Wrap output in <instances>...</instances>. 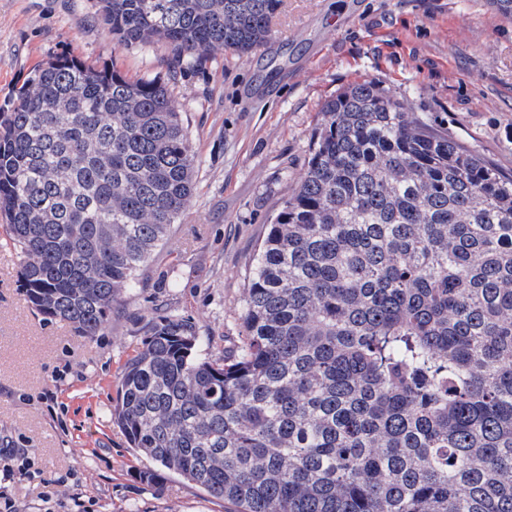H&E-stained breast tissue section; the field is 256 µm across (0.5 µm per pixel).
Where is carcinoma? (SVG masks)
I'll use <instances>...</instances> for the list:
<instances>
[{
  "instance_id": "obj_1",
  "label": "carcinoma",
  "mask_w": 512,
  "mask_h": 512,
  "mask_svg": "<svg viewBox=\"0 0 512 512\" xmlns=\"http://www.w3.org/2000/svg\"><path fill=\"white\" fill-rule=\"evenodd\" d=\"M283 0H97L181 69L268 42ZM166 84L61 56L0 111V214L31 307L98 336L195 184ZM231 353L149 322L113 416L231 512H512V173L357 83L254 256Z\"/></svg>"
}]
</instances>
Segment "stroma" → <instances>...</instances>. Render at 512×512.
Here are the masks:
<instances>
[{
    "instance_id": "obj_1",
    "label": "stroma",
    "mask_w": 512,
    "mask_h": 512,
    "mask_svg": "<svg viewBox=\"0 0 512 512\" xmlns=\"http://www.w3.org/2000/svg\"><path fill=\"white\" fill-rule=\"evenodd\" d=\"M61 55L166 83L197 158L194 192L147 280L102 335L32 310L0 245V448L28 477L23 512H227L191 481L136 478L149 462L112 420L116 376L151 318L195 322L208 352L239 346L253 258L297 189L325 101L373 81L465 148L512 172V17L490 0H284L247 55L174 70L166 45L122 46L96 0H0V108Z\"/></svg>"
}]
</instances>
